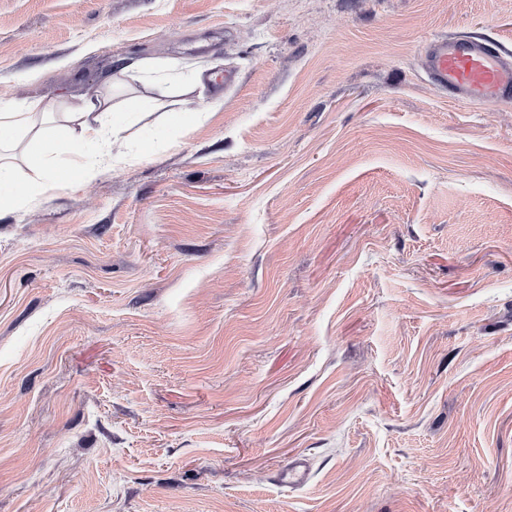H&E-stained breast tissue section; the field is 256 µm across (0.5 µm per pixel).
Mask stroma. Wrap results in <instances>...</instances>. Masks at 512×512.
<instances>
[{"label":"stroma","mask_w":512,"mask_h":512,"mask_svg":"<svg viewBox=\"0 0 512 512\" xmlns=\"http://www.w3.org/2000/svg\"><path fill=\"white\" fill-rule=\"evenodd\" d=\"M444 34L512 0H0L1 100L145 99L0 212V512H512V106ZM421 61L431 80L459 100L512 104V63L489 41L438 35L425 44Z\"/></svg>","instance_id":"obj_1"}]
</instances>
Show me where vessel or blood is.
<instances>
[{
    "label": "vessel or blood",
    "mask_w": 512,
    "mask_h": 512,
    "mask_svg": "<svg viewBox=\"0 0 512 512\" xmlns=\"http://www.w3.org/2000/svg\"><path fill=\"white\" fill-rule=\"evenodd\" d=\"M421 61L431 80L457 99L512 104V62L491 42L438 35L425 44Z\"/></svg>",
    "instance_id": "b4317fda"
}]
</instances>
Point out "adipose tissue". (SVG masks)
<instances>
[{
  "label": "adipose tissue",
  "instance_id": "obj_1",
  "mask_svg": "<svg viewBox=\"0 0 512 512\" xmlns=\"http://www.w3.org/2000/svg\"><path fill=\"white\" fill-rule=\"evenodd\" d=\"M140 109L137 99L81 98L68 110L40 99L0 101V207L19 211L63 186L62 155L81 160L90 174L104 165L121 162L126 113ZM25 145V163L32 178L18 180L3 149Z\"/></svg>",
  "mask_w": 512,
  "mask_h": 512
}]
</instances>
